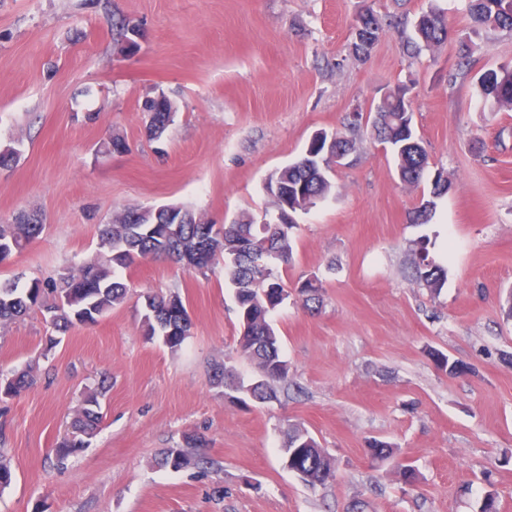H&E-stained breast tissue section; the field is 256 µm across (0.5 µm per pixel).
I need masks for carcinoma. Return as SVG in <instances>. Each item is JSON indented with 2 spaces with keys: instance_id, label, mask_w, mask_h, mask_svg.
<instances>
[{
  "instance_id": "cac0c4a2",
  "label": "carcinoma",
  "mask_w": 512,
  "mask_h": 512,
  "mask_svg": "<svg viewBox=\"0 0 512 512\" xmlns=\"http://www.w3.org/2000/svg\"><path fill=\"white\" fill-rule=\"evenodd\" d=\"M472 29L490 28L512 32V0H464ZM355 29L370 36V46L352 49L354 55L369 54L383 34L381 20L369 9L356 19ZM448 39L447 13L432 7L418 16L415 37L405 43L411 58L419 57ZM482 96L492 99L501 108L512 109V68L487 70L478 77ZM411 99L410 87L397 84L387 87L367 114L356 112L347 132L337 133L344 149L355 148L356 136L366 126L375 138L386 145L392 155L400 179L419 185L429 167L427 152L421 147L413 129L412 115L405 107ZM177 115L175 105L163 100L160 112L143 113L145 130L150 139L159 140ZM321 147L310 145L297 161L271 174L265 185L279 184V194L271 196L277 211L275 220L260 224L249 212H242L228 224H211L183 204L158 207H126L112 216L100 231L96 251L79 264L67 267L48 282L35 281L20 286L14 278L0 283V328L39 309L52 310L48 327L66 333L77 325L94 323L112 308L124 303L127 284L121 272L147 259L171 257L197 274L208 277L218 261H223L224 275L235 290L239 334L235 344L237 358L249 362L256 370L248 383L230 386L258 405L278 399L280 389L288 385V362L282 358L279 338L271 323V315L288 299V286L283 274L292 261L296 210L288 203L303 202L311 209L335 191L331 172L318 161ZM451 183L434 184L426 205L413 211V222L427 223L436 208L435 199L447 193ZM43 230V224H23L15 218L11 224H0V262L22 251ZM413 281L432 293L438 292L448 277V269L428 260L425 253L415 257ZM322 281L306 278L296 289L304 307L311 310L320 303ZM143 303L149 310L143 314L145 337L158 340L172 351L179 350L191 330V320L182 298L177 293L164 295L146 292ZM36 381L35 367L22 371L0 373V401L19 396ZM104 387L87 390L72 418L66 435L57 447L58 459L64 460L86 447L96 434L102 420L101 397ZM203 446V439L186 436V448L172 460L170 451L163 452L159 464L180 470L192 463L189 448ZM283 455L291 457L296 474L309 486L326 484L335 477L336 459L299 424L288 427ZM374 460L383 462L394 455L395 448L383 441L369 444Z\"/></svg>"
}]
</instances>
